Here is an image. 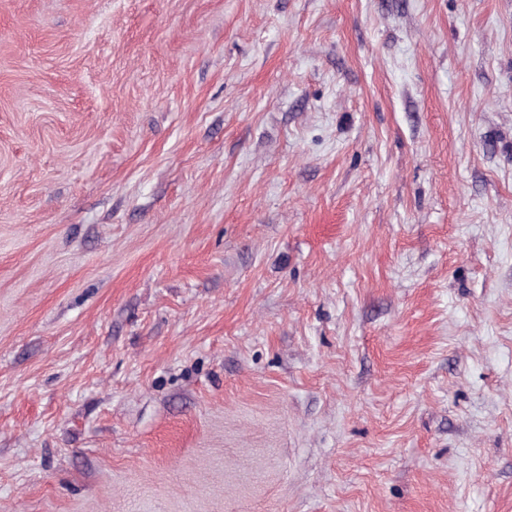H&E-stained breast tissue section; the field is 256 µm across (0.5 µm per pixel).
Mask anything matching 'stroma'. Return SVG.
I'll return each mask as SVG.
<instances>
[{
    "label": "stroma",
    "mask_w": 512,
    "mask_h": 512,
    "mask_svg": "<svg viewBox=\"0 0 512 512\" xmlns=\"http://www.w3.org/2000/svg\"><path fill=\"white\" fill-rule=\"evenodd\" d=\"M0 512H512V0H0Z\"/></svg>",
    "instance_id": "35a3bbf8"
}]
</instances>
